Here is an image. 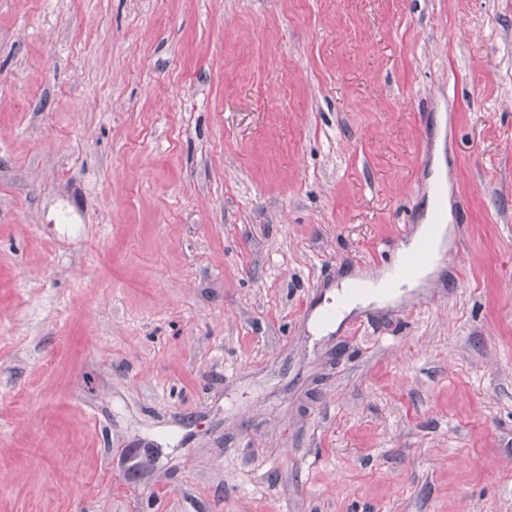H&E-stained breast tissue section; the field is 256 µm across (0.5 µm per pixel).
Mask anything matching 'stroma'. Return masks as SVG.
<instances>
[{
	"label": "stroma",
	"mask_w": 512,
	"mask_h": 512,
	"mask_svg": "<svg viewBox=\"0 0 512 512\" xmlns=\"http://www.w3.org/2000/svg\"><path fill=\"white\" fill-rule=\"evenodd\" d=\"M0 512H512V0H0ZM451 237L452 228L448 226L447 231L446 224H422L417 230L412 240L410 241L409 245L398 256V258L393 262V264L395 266L400 265L401 261L403 260L402 257L405 254V252L413 248L417 249L419 245L426 241L430 242L432 247H434L436 250H438L440 247H446V245H448L449 247L451 243Z\"/></svg>",
	"instance_id": "35a3bbf8"
}]
</instances>
